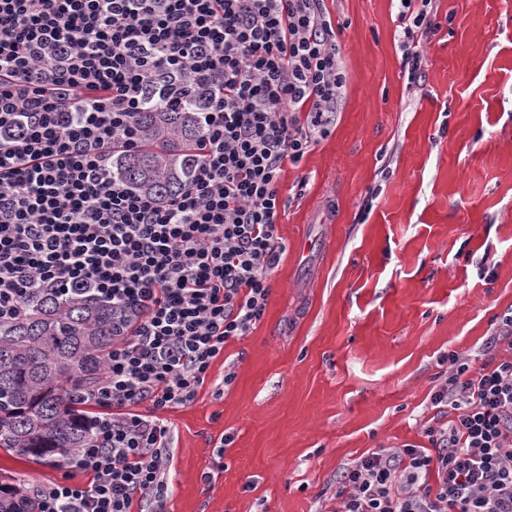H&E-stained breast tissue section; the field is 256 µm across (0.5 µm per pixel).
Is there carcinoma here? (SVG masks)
Instances as JSON below:
<instances>
[{
    "label": "carcinoma",
    "instance_id": "obj_1",
    "mask_svg": "<svg viewBox=\"0 0 512 512\" xmlns=\"http://www.w3.org/2000/svg\"><path fill=\"white\" fill-rule=\"evenodd\" d=\"M149 148L116 167L133 186L168 196L199 159L189 112H143ZM24 313L0 325V449L36 462L74 456L90 437L88 395L112 348V305L86 295L23 299ZM0 512H34L18 480L0 481Z\"/></svg>",
    "mask_w": 512,
    "mask_h": 512
}]
</instances>
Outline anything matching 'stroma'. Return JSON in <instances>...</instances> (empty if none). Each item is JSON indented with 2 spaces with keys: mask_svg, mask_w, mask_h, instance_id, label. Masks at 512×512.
Masks as SVG:
<instances>
[{
  "mask_svg": "<svg viewBox=\"0 0 512 512\" xmlns=\"http://www.w3.org/2000/svg\"><path fill=\"white\" fill-rule=\"evenodd\" d=\"M325 5L347 74L336 122L281 174L263 315L162 413L168 512H334L359 457L429 447L454 359L483 365L512 315V0H434L414 89L397 0ZM0 473L31 491L88 480L3 449Z\"/></svg>",
  "mask_w": 512,
  "mask_h": 512,
  "instance_id": "stroma-1",
  "label": "stroma"
}]
</instances>
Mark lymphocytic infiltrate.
<instances>
[{
    "mask_svg": "<svg viewBox=\"0 0 512 512\" xmlns=\"http://www.w3.org/2000/svg\"><path fill=\"white\" fill-rule=\"evenodd\" d=\"M433 0L399 6L420 77ZM346 85L324 0H0V323L34 292L110 302L120 337L73 458L86 484L37 512H166L170 429L225 343L259 320L285 246L278 183L331 133ZM193 110L200 159L158 198L116 174L143 112ZM478 369L432 396L454 415L344 470L336 512H512V316Z\"/></svg>",
    "mask_w": 512,
    "mask_h": 512,
    "instance_id": "obj_1",
    "label": "lymphocytic infiltrate"
}]
</instances>
